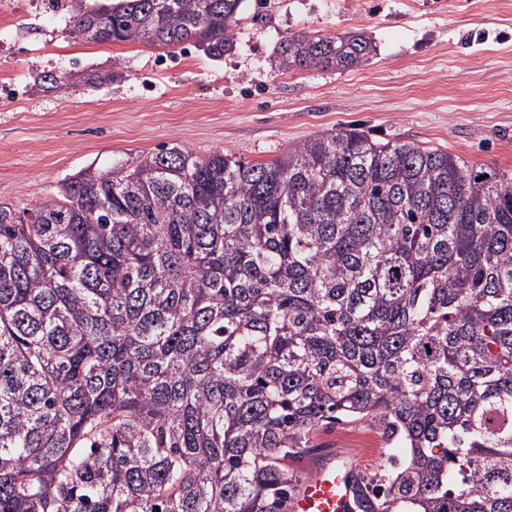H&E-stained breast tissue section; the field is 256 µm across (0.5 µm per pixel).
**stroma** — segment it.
Segmentation results:
<instances>
[{
    "label": "stroma",
    "mask_w": 512,
    "mask_h": 512,
    "mask_svg": "<svg viewBox=\"0 0 512 512\" xmlns=\"http://www.w3.org/2000/svg\"><path fill=\"white\" fill-rule=\"evenodd\" d=\"M0 74L22 87L0 101V202L32 206L88 167L132 163L163 148L229 150L268 160L344 128L414 142L473 165L512 170V0H270L267 22L244 0L231 51L89 42L70 33L57 0H22ZM368 34L376 50L349 70L281 71L289 33ZM70 74L66 92L42 86ZM367 433L363 476L395 469L364 423L321 431L322 447Z\"/></svg>",
    "instance_id": "obj_1"
}]
</instances>
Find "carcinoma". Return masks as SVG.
Here are the masks:
<instances>
[{"label":"carcinoma","mask_w":512,"mask_h":512,"mask_svg":"<svg viewBox=\"0 0 512 512\" xmlns=\"http://www.w3.org/2000/svg\"><path fill=\"white\" fill-rule=\"evenodd\" d=\"M241 3L76 0L71 34L222 56ZM339 422L403 455L359 512H512V170L349 128L0 203V512H285Z\"/></svg>","instance_id":"cac0c4a2"}]
</instances>
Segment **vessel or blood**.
I'll return each instance as SVG.
<instances>
[{
	"mask_svg": "<svg viewBox=\"0 0 512 512\" xmlns=\"http://www.w3.org/2000/svg\"><path fill=\"white\" fill-rule=\"evenodd\" d=\"M361 468L350 456L329 448L311 461V476L298 484L286 512H356Z\"/></svg>",
	"mask_w": 512,
	"mask_h": 512,
	"instance_id": "b4317fda",
	"label": "vessel or blood"
}]
</instances>
